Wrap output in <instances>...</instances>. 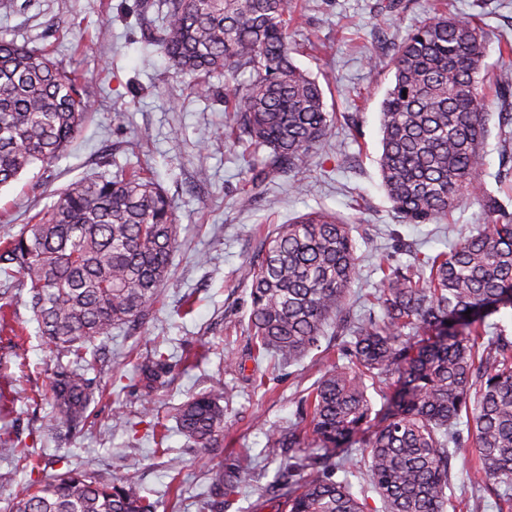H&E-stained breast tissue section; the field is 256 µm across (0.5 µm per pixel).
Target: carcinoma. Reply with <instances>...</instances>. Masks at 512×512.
I'll list each match as a JSON object with an SVG mask.
<instances>
[{
	"mask_svg": "<svg viewBox=\"0 0 512 512\" xmlns=\"http://www.w3.org/2000/svg\"><path fill=\"white\" fill-rule=\"evenodd\" d=\"M156 5L164 23L155 44L170 67L191 78L197 96L212 94L211 79L224 77L230 136L263 152L247 171L246 198L283 174L302 184L334 118L318 80L294 63L293 0H145L143 9ZM484 70L472 17L429 18L392 48L376 163L393 210L405 223L425 224L479 194L486 222L447 252L381 268L373 297L380 315L353 327L347 362L310 388L288 437L268 438L271 458L299 449L285 463L296 480L280 487L284 512H365L348 481L336 480V449L358 435L365 436L360 479L380 497L381 512H447L450 459L463 448L479 460L470 482L494 491L498 512H512V337L504 320L488 322L512 309V212L480 182ZM91 117L83 72L66 69L48 49L0 39V187L55 165ZM352 231L319 210L265 234L240 268L258 352L292 363L317 347L325 326L341 327L358 264ZM177 244L171 200L135 170L74 180L19 231L0 237V269L21 277L57 354L45 390L52 429L71 433L90 422L103 395L96 341L147 319ZM135 368L154 388L165 383L171 356L156 345ZM371 384L386 403L377 422ZM226 395L218 382L176 408L177 428L195 447L217 444ZM0 451L17 470L40 469L41 457L9 437ZM11 512L154 506L134 482L104 481L75 466L22 488Z\"/></svg>",
	"mask_w": 512,
	"mask_h": 512,
	"instance_id": "cac0c4a2",
	"label": "carcinoma"
}]
</instances>
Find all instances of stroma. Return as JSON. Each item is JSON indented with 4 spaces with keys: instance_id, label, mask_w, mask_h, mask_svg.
Masks as SVG:
<instances>
[{
    "instance_id": "obj_1",
    "label": "stroma",
    "mask_w": 512,
    "mask_h": 512,
    "mask_svg": "<svg viewBox=\"0 0 512 512\" xmlns=\"http://www.w3.org/2000/svg\"><path fill=\"white\" fill-rule=\"evenodd\" d=\"M297 0L290 31L295 64L317 76L336 123L314 156L302 191L288 176L244 202L243 146L224 142V81L204 99L191 94L152 40L161 15L143 16V0H0V39L54 49L65 68L89 81L91 120L51 169L22 173L0 187V233L19 229L50 205L54 192L79 176L138 166L171 198L179 226L170 275L152 315L113 329L104 344L107 391L92 427L70 440L50 427L51 408L38 401L56 355L38 330L18 277L0 274V293L12 299L23 337L0 335V378L9 377L12 409H0V433L9 432L43 454L45 474L80 465L98 477L136 482L155 512H208L212 479L223 472L229 489L224 512H280L268 494L281 465L265 455L268 435H287L303 396L320 378L345 339L327 328L318 349L295 363L254 360L245 314L249 291L238 270L259 248L260 231L313 210L335 212L353 226L359 258L351 290L349 323L368 318L380 286V264L412 261L414 253L449 250L460 235L483 223L480 197L465 200L448 220L398 221L381 187L380 102L390 84L387 50L421 21L443 13L482 19L484 84L489 135L484 146V189L512 211V130L504 113L512 88L499 89L496 74L512 71V0ZM91 40L80 53L70 41ZM174 356L196 355L178 365L168 387L150 390L137 378L132 355L153 346ZM223 381L224 435L217 447L197 448L177 430L176 407ZM169 427L165 452H157L144 406ZM183 485L172 499V476Z\"/></svg>"
}]
</instances>
